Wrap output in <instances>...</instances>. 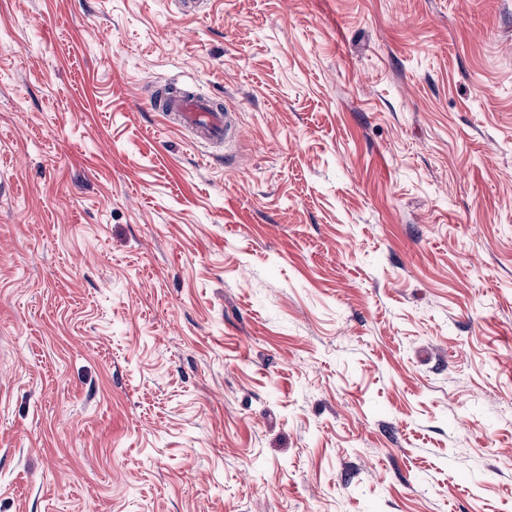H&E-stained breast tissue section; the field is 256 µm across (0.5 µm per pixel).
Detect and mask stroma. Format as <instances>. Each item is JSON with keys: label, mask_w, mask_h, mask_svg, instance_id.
Returning <instances> with one entry per match:
<instances>
[{"label": "stroma", "mask_w": 512, "mask_h": 512, "mask_svg": "<svg viewBox=\"0 0 512 512\" xmlns=\"http://www.w3.org/2000/svg\"><path fill=\"white\" fill-rule=\"evenodd\" d=\"M0 512H512V0H0ZM165 88L173 89L172 93ZM159 92V93H158ZM154 112H161L166 124L177 131H190L199 142L222 145L238 134L235 114L222 102L196 93L187 84L170 83L149 98Z\"/></svg>", "instance_id": "stroma-1"}]
</instances>
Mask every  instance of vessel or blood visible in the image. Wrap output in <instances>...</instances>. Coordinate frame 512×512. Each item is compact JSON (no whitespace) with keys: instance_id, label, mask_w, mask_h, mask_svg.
Here are the masks:
<instances>
[{"instance_id":"obj_1","label":"vessel or blood","mask_w":512,"mask_h":512,"mask_svg":"<svg viewBox=\"0 0 512 512\" xmlns=\"http://www.w3.org/2000/svg\"><path fill=\"white\" fill-rule=\"evenodd\" d=\"M153 111L177 131L192 132L197 141L221 145L238 134L235 115L222 102L202 96L186 84H173L171 91L156 92L149 98Z\"/></svg>"}]
</instances>
